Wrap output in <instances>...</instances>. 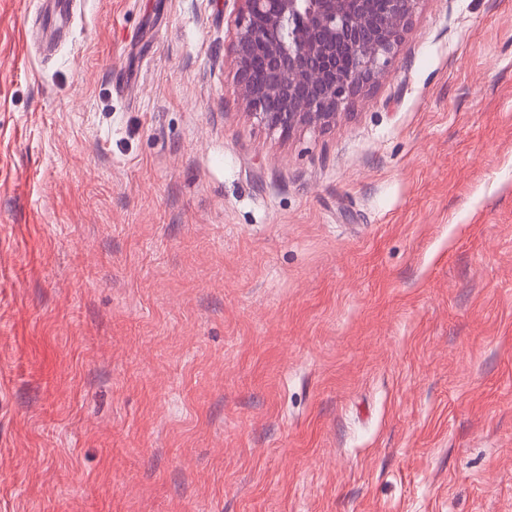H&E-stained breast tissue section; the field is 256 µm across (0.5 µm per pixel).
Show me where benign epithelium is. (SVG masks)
Returning a JSON list of instances; mask_svg holds the SVG:
<instances>
[{"label": "benign epithelium", "instance_id": "benign-epithelium-1", "mask_svg": "<svg viewBox=\"0 0 512 512\" xmlns=\"http://www.w3.org/2000/svg\"><path fill=\"white\" fill-rule=\"evenodd\" d=\"M237 101L270 134L325 130L390 75L420 0H225ZM261 57L270 79L258 83Z\"/></svg>", "mask_w": 512, "mask_h": 512}]
</instances>
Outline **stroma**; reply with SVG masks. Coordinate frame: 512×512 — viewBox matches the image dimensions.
Returning a JSON list of instances; mask_svg holds the SVG:
<instances>
[{"label": "stroma", "mask_w": 512, "mask_h": 512, "mask_svg": "<svg viewBox=\"0 0 512 512\" xmlns=\"http://www.w3.org/2000/svg\"><path fill=\"white\" fill-rule=\"evenodd\" d=\"M0 0V512H512V0H421L283 142L224 0ZM74 0H43L41 6L45 7L47 20L53 22L56 30L64 26L73 10Z\"/></svg>", "instance_id": "stroma-1"}]
</instances>
